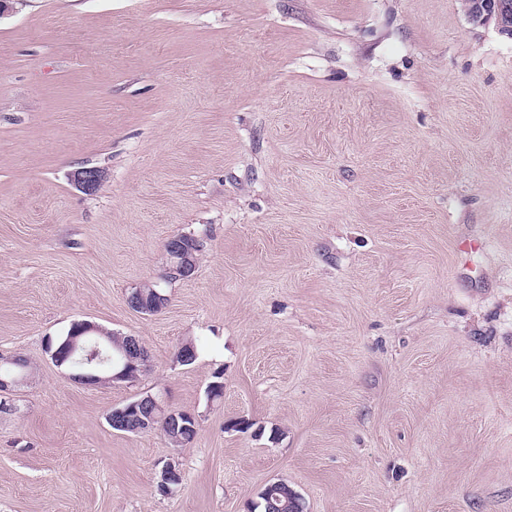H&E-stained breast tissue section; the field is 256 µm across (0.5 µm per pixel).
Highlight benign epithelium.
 Wrapping results in <instances>:
<instances>
[{
	"mask_svg": "<svg viewBox=\"0 0 512 512\" xmlns=\"http://www.w3.org/2000/svg\"><path fill=\"white\" fill-rule=\"evenodd\" d=\"M466 12L475 23L495 20L499 30L512 28V3L508 0H481V4L466 7ZM103 172L95 167H84L74 173V181L79 188L87 192L96 191L103 181ZM166 250L171 258L180 263L174 272L188 278L197 267L199 252L198 241L186 242L184 239H170ZM167 303L152 284L146 283L128 296L129 306L142 314L160 312ZM112 341V333L104 331L89 322H75L57 350L50 353L56 366H65L69 370V379L85 385L109 384L113 381H126L143 370L145 354L141 351L138 339L124 337L119 344L120 358L114 359L106 343ZM177 414L153 397L146 396L140 400L115 408L108 416V422L119 429L143 434L165 428L167 441L179 447L184 439L175 432ZM182 482L180 462L170 458L165 461L158 472L156 489L159 493L169 495L174 491L173 485Z\"/></svg>",
	"mask_w": 512,
	"mask_h": 512,
	"instance_id": "benign-epithelium-1",
	"label": "benign epithelium"
}]
</instances>
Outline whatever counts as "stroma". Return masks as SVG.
Masks as SVG:
<instances>
[{
  "label": "stroma",
  "mask_w": 512,
  "mask_h": 512,
  "mask_svg": "<svg viewBox=\"0 0 512 512\" xmlns=\"http://www.w3.org/2000/svg\"><path fill=\"white\" fill-rule=\"evenodd\" d=\"M180 235L202 254L172 280ZM147 281L155 315L127 303ZM76 321L137 337L138 380L65 378L46 343ZM1 353L33 374L0 512H250L278 480L305 512H512V38L463 0H23ZM147 394L197 416L190 445L112 430ZM182 482V471L180 462L176 459L170 458L165 461L158 472L156 489L159 493L164 495L171 494L176 488L173 484H180Z\"/></svg>",
  "instance_id": "35a3bbf8"
}]
</instances>
